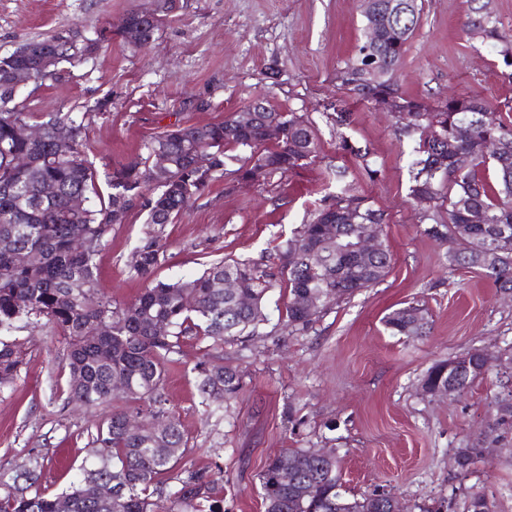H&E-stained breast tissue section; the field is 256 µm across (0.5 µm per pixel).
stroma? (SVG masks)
<instances>
[{
  "instance_id": "1",
  "label": "stroma",
  "mask_w": 512,
  "mask_h": 512,
  "mask_svg": "<svg viewBox=\"0 0 512 512\" xmlns=\"http://www.w3.org/2000/svg\"><path fill=\"white\" fill-rule=\"evenodd\" d=\"M467 8L466 0H423L402 63L403 96L432 105L453 94H479L498 109L512 103L501 58L462 30ZM137 11L162 19L141 48L118 33ZM362 28L360 0H0V57L56 34L95 41L92 54L19 87L14 101L37 115L90 113L83 139L102 174L136 161L169 125L218 122L263 97L312 125L316 162L231 192L215 180L166 226L159 279L198 276L222 257L278 268L282 242L332 189L330 163L347 166L387 216L384 280L330 305L307 330L280 327L225 346L241 388L221 414L203 417L195 366L206 350L183 341L165 380L167 407L188 440L186 466L217 476L224 512H264L259 474L290 448L335 451L352 497L386 490L422 512H466L469 495L482 492L491 512H512V414L500 403L512 391V297L482 271L451 266L446 246L423 234L409 198L412 141L398 136L394 114L341 89L336 75ZM338 106L350 111V124L329 120ZM345 138L367 152L375 179L342 153ZM145 229L143 215L131 213L98 258V288L116 303L141 291L131 266ZM409 300L426 305L432 327L407 342L390 335L383 318ZM12 337L27 355L17 380L0 389V473L40 455L42 485L59 493L92 459L88 430L106 411L69 403L67 344L58 331L25 326ZM472 348L494 357L484 379L459 399L423 394L433 363ZM464 448L478 455L466 473L456 464Z\"/></svg>"
}]
</instances>
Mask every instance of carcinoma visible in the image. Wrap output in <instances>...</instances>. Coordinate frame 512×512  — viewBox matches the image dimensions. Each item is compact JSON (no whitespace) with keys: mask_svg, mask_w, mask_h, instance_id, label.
Returning a JSON list of instances; mask_svg holds the SVG:
<instances>
[{"mask_svg":"<svg viewBox=\"0 0 512 512\" xmlns=\"http://www.w3.org/2000/svg\"><path fill=\"white\" fill-rule=\"evenodd\" d=\"M463 23L471 39L489 42L504 64L512 67V30L488 8L489 0H468ZM363 15L364 36L339 72L340 86L357 100L396 112L400 135L415 142L410 198L423 205V233L451 244L450 264L479 269L499 290L512 293V127L479 96H452L432 106L399 92V70L417 28L418 0H373ZM59 62L84 57L85 41L51 36L39 41ZM32 57L0 58V389L13 384L23 363L20 343L8 339L18 324H48L68 346V399L86 409L111 403V382L123 378V398L132 408L115 409L94 424L93 460L82 466L81 479L68 490L41 489L44 462L31 456L0 481V512H59L60 499L70 512H153L154 496L163 493L160 476L181 464L188 440L181 422L166 407L164 381L177 362L182 338L193 336L211 349L259 335L275 289L286 296L279 320L305 330L328 305L349 299L383 280L391 255L387 245L359 261L349 248L365 224L382 231L386 217L347 181V169L330 165L327 174L336 192L323 196L310 220L286 239L284 264L274 271L251 260L225 258L211 262L191 279L162 281L155 277L164 259L165 226L188 204L224 178L227 190L241 182H269L311 164L319 154L308 121L296 112H255L243 124L237 113L204 125L175 123L151 138L147 157L112 169L110 192L97 188V170L85 151L82 121L71 112H51L41 121L13 102L11 72L34 67ZM38 127L42 137L30 141L20 126ZM61 126L71 129L66 143L57 138ZM341 149L362 161L368 178L377 175L367 153L342 140ZM167 154L170 165L156 167L155 154ZM209 156L208 166L195 157ZM26 160L24 167L14 164ZM52 182L57 192L42 196ZM81 196L86 205L70 206ZM145 214L148 229L139 238V261L133 275L145 284L132 302L117 305L97 288V258L114 224L127 222L133 210ZM507 226V235L500 228ZM38 260L20 265L19 252ZM232 277L251 299L240 307L219 283ZM164 322L159 336L154 324ZM394 336L419 339L430 333L428 313L414 302L389 312L383 320ZM100 325L99 337L88 331ZM487 352L471 350L433 364L422 389L430 397L460 396L478 379ZM204 413L224 408V399L241 388L235 369L223 359L207 357L195 366ZM79 384H74V380ZM165 417L168 428L157 433L150 420ZM170 492L171 512H223L209 496L216 479L185 469ZM264 512H410L391 494L376 492L349 498L342 489L336 455L318 456L309 449L289 450L271 460L259 475Z\"/></svg>","mask_w":512,"mask_h":512,"instance_id":"obj_1","label":"carcinoma"}]
</instances>
